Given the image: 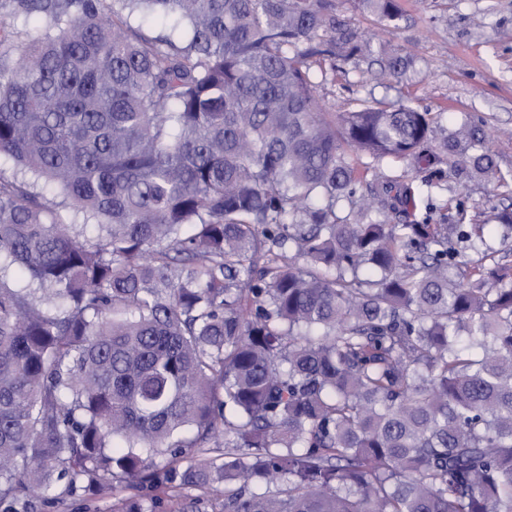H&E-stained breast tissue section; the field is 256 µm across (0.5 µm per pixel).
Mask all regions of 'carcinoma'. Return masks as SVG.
Segmentation results:
<instances>
[{"label": "carcinoma", "instance_id": "1", "mask_svg": "<svg viewBox=\"0 0 512 512\" xmlns=\"http://www.w3.org/2000/svg\"><path fill=\"white\" fill-rule=\"evenodd\" d=\"M10 20L38 35L0 40L25 176L0 182V503L166 481L224 486L219 512H512V266L484 265L512 210L450 227L432 203L449 175L512 195V170L469 121L315 95L316 66L411 56L336 0H0Z\"/></svg>", "mask_w": 512, "mask_h": 512}]
</instances>
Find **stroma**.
I'll return each instance as SVG.
<instances>
[{"mask_svg":"<svg viewBox=\"0 0 512 512\" xmlns=\"http://www.w3.org/2000/svg\"><path fill=\"white\" fill-rule=\"evenodd\" d=\"M403 19L386 31L356 0H336V11L365 36L417 49L418 60L399 82H384L377 65H337L316 76V97L330 112L346 111L357 99L404 102L431 113L436 130L469 120L485 127L488 147L499 166L512 168V139L496 136L512 129V0H399ZM132 489L116 485L104 492L79 490L51 505L34 502L30 512H120ZM155 512H216L221 492L168 484L146 490Z\"/></svg>","mask_w":512,"mask_h":512,"instance_id":"stroma-1","label":"stroma"}]
</instances>
